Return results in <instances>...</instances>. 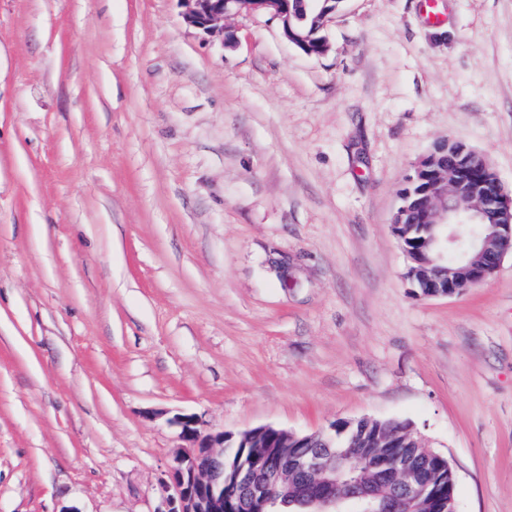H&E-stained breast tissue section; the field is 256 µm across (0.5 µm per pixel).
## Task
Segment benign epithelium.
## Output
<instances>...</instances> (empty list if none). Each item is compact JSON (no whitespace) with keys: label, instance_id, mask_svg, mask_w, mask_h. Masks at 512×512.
<instances>
[{"label":"benign epithelium","instance_id":"1","mask_svg":"<svg viewBox=\"0 0 512 512\" xmlns=\"http://www.w3.org/2000/svg\"><path fill=\"white\" fill-rule=\"evenodd\" d=\"M185 23L205 34L224 32L231 16L268 13L278 20L282 34L307 55L328 51L325 36L312 41L299 20L292 19L291 0H179ZM418 187L400 195L401 204L392 222V232L402 244L408 264L406 278L424 296H453L489 278L504 253L512 252V192L502 182L487 158L467 144L448 138L426 155L414 170ZM184 451L162 479L164 512H227L224 491V456L232 433L204 434L194 414H179ZM334 425L309 434L272 426L241 432L262 435L274 432L282 443L270 447L288 449L298 472L317 479L321 489L308 504L316 512H352L348 498L336 494V438ZM257 512H280L282 468L266 471L255 486L246 478ZM433 496L426 480L402 481L399 503L393 512H404L414 503Z\"/></svg>","mask_w":512,"mask_h":512}]
</instances>
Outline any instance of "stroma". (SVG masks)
<instances>
[{
  "label": "stroma",
  "instance_id": "stroma-1",
  "mask_svg": "<svg viewBox=\"0 0 512 512\" xmlns=\"http://www.w3.org/2000/svg\"><path fill=\"white\" fill-rule=\"evenodd\" d=\"M0 0V512H162L182 441L409 424L512 512V254L417 295L391 229L447 137L512 188V0L266 14ZM183 7V19L187 25L202 31L205 34L222 33L224 35V21L231 16L254 15L268 13L278 20L282 34L294 47L307 55L320 56L328 51L329 45L322 34L312 44L308 34L316 27L321 26L324 31L327 23L336 14L335 8L327 11L322 24V18L317 13H308L302 22L307 33L300 25V20L292 19L291 0H179Z\"/></svg>",
  "mask_w": 512,
  "mask_h": 512
}]
</instances>
